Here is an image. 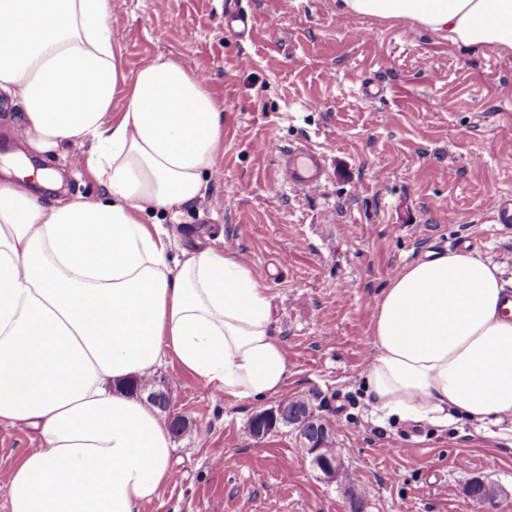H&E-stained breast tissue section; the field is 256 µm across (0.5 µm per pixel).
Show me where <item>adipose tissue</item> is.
<instances>
[{
	"instance_id": "obj_1",
	"label": "adipose tissue",
	"mask_w": 512,
	"mask_h": 512,
	"mask_svg": "<svg viewBox=\"0 0 512 512\" xmlns=\"http://www.w3.org/2000/svg\"><path fill=\"white\" fill-rule=\"evenodd\" d=\"M453 46L512 53V0H336ZM0 97L30 156L84 147L99 201L0 179V425L32 431L7 512H144L172 475L169 422L128 387L177 362L229 398L278 395L271 297L232 248L175 250L165 220L203 197L224 143L204 80L157 56L126 73L112 0H0ZM500 265L431 251L384 288L365 387L436 424L512 415V301Z\"/></svg>"
}]
</instances>
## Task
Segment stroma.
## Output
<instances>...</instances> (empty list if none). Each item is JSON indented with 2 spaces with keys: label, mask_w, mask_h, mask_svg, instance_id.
<instances>
[{
  "label": "stroma",
  "mask_w": 512,
  "mask_h": 512,
  "mask_svg": "<svg viewBox=\"0 0 512 512\" xmlns=\"http://www.w3.org/2000/svg\"><path fill=\"white\" fill-rule=\"evenodd\" d=\"M242 5L255 17L247 41L222 0H112L126 71L161 54L208 76L224 144L205 196L179 218L181 244L243 256L269 290L289 368L280 396L259 401L224 397L174 362L156 372L187 429L146 512H350L348 475L365 512H476V481L497 488L494 512H512V418L403 420L375 410L363 386L375 306L404 266L465 249L512 281V227L492 221L494 202L512 198V54L451 46L404 19L344 18L336 0ZM296 144L326 156L319 186L272 181ZM62 174L56 191L24 185L44 199L99 197L89 175ZM294 397L333 427L335 477L312 468L293 429L250 435L253 415ZM33 445L0 425V512Z\"/></svg>",
  "instance_id": "35a3bbf8"
}]
</instances>
